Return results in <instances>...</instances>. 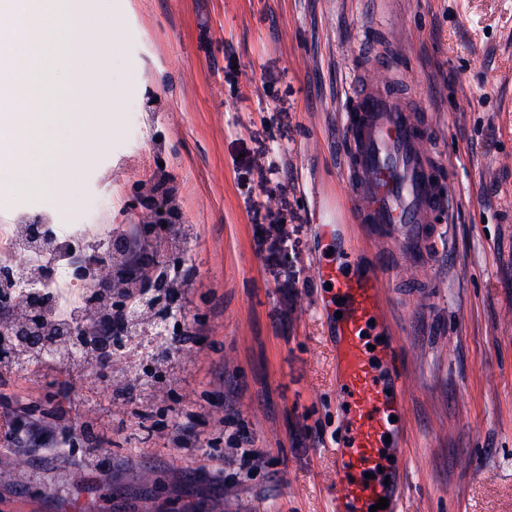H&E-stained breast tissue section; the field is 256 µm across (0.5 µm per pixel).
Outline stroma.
<instances>
[{"mask_svg":"<svg viewBox=\"0 0 512 512\" xmlns=\"http://www.w3.org/2000/svg\"><path fill=\"white\" fill-rule=\"evenodd\" d=\"M125 18L106 65L55 67L63 90L50 138L82 133L66 119L84 95L113 112L65 197L0 196V228L40 217L84 225L107 242L134 224V196L171 190L188 224L186 319L196 342L174 344L177 381L152 407L111 423L109 386L73 376L56 418L69 456L34 457L24 481L0 459V512H335L336 439L346 404L324 289L313 278L327 249L321 211L346 194L340 114L386 36L404 60L393 81L427 114L454 204L426 270L394 257L393 286L432 290L387 318L411 384L390 447L405 448L400 512H512V0H91ZM60 372L30 369L0 382L11 409L43 404ZM186 425L199 440L178 439ZM99 473L77 476L83 437ZM251 439L259 461L235 452ZM110 481L113 501L103 499Z\"/></svg>","mask_w":512,"mask_h":512,"instance_id":"1","label":"stroma"}]
</instances>
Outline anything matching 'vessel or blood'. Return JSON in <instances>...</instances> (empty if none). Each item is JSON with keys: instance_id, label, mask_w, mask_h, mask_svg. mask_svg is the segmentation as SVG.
Segmentation results:
<instances>
[{"instance_id": "b4317fda", "label": "vessel or blood", "mask_w": 512, "mask_h": 512, "mask_svg": "<svg viewBox=\"0 0 512 512\" xmlns=\"http://www.w3.org/2000/svg\"><path fill=\"white\" fill-rule=\"evenodd\" d=\"M346 143L344 180L352 221L367 225L371 241L350 246L316 265L319 283L329 285L323 311L341 312L334 322L336 388L349 398L345 438L336 451L340 512H369L379 498L396 501L399 489L375 479L393 416L405 404L407 382L380 374L402 346L389 336L371 352L367 336L383 320L382 272L363 265L377 261L380 246L428 262L431 230L445 223L453 206L446 174L433 147L430 121L411 109L392 85L359 81L341 114Z\"/></svg>"}]
</instances>
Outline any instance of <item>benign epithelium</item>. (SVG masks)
Instances as JSON below:
<instances>
[{
	"instance_id": "1",
	"label": "benign epithelium",
	"mask_w": 512,
	"mask_h": 512,
	"mask_svg": "<svg viewBox=\"0 0 512 512\" xmlns=\"http://www.w3.org/2000/svg\"><path fill=\"white\" fill-rule=\"evenodd\" d=\"M140 211L138 244L150 257V263L131 273L127 264L128 248L110 246V263L104 268L92 261L85 251L70 248L64 253L72 275L84 288L92 289L90 302L100 308L106 319L124 320L135 314L136 323L148 336L172 335L174 322L156 311L152 304L158 292L183 291L186 288L187 269L181 248V235L176 230L172 210L165 198L155 194H142L133 202ZM56 234L50 222L37 219L22 226L21 249L13 252L9 261L0 264V336H31L41 333L50 335L53 323L41 319L32 320L24 315L23 308L35 299L15 298L10 288L25 281L31 288H52V269L39 265L30 258L31 251L57 250ZM109 361L101 358L88 369L89 375L101 383L109 382Z\"/></svg>"
}]
</instances>
